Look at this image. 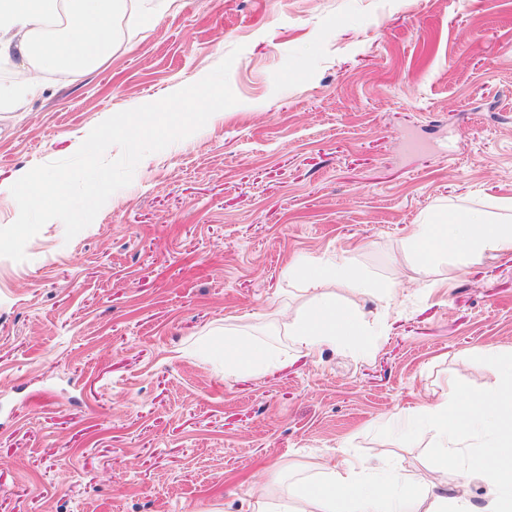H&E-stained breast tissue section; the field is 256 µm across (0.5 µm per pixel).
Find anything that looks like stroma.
Segmentation results:
<instances>
[{
	"label": "stroma",
	"mask_w": 512,
	"mask_h": 512,
	"mask_svg": "<svg viewBox=\"0 0 512 512\" xmlns=\"http://www.w3.org/2000/svg\"><path fill=\"white\" fill-rule=\"evenodd\" d=\"M160 2L122 0L107 62L0 112L5 227L20 174L240 51L236 105L145 156L75 237L55 219L0 257V512H248L259 479L293 505L347 457L427 492L435 434L402 412L501 389L512 253L457 271L401 243L512 200V0ZM336 258L371 289L288 269ZM324 293L368 348L295 352L285 319ZM227 332L287 358L227 377L200 353Z\"/></svg>",
	"instance_id": "1"
}]
</instances>
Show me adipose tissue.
<instances>
[{"label": "adipose tissue", "mask_w": 512, "mask_h": 512, "mask_svg": "<svg viewBox=\"0 0 512 512\" xmlns=\"http://www.w3.org/2000/svg\"><path fill=\"white\" fill-rule=\"evenodd\" d=\"M118 6L119 0H0V58L17 59L33 71L26 81L0 85V112L23 110L42 92L44 75L79 73L107 61L115 46ZM402 249L421 261L447 256L464 265L489 251L512 252V220L475 211L429 215L414 225ZM288 334L310 356L341 341L361 347L369 342L360 315L340 309L327 294L289 322ZM212 350L223 353L228 377L259 374L280 360L264 347L231 336L215 342ZM494 363L506 381L501 391L482 399L463 392L441 395L422 410L421 421L435 433L438 470L456 469L455 446L478 440L473 463L491 478L485 512H512V353L495 356ZM304 493L316 501L318 512H473L463 485L450 494H433L423 507L408 476L398 471L371 476L357 459L326 465L322 480Z\"/></svg>", "instance_id": "obj_1"}]
</instances>
